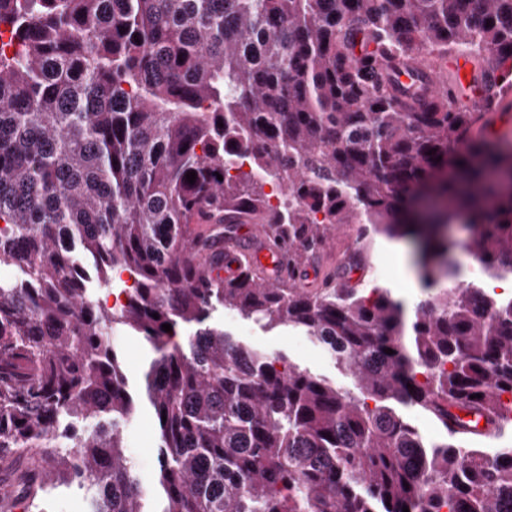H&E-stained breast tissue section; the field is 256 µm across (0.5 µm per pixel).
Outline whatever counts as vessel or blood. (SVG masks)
I'll list each match as a JSON object with an SVG mask.
<instances>
[{"label":"vessel or blood","mask_w":512,"mask_h":512,"mask_svg":"<svg viewBox=\"0 0 512 512\" xmlns=\"http://www.w3.org/2000/svg\"><path fill=\"white\" fill-rule=\"evenodd\" d=\"M416 74L425 77V93L432 96L450 92L455 101L468 103L484 97L497 78L488 63L481 58L457 53L434 60L409 58L403 69L402 81ZM239 236L247 243L256 264L261 265L271 279L288 276V265L280 260L277 248L266 239L257 225L245 226Z\"/></svg>","instance_id":"1"}]
</instances>
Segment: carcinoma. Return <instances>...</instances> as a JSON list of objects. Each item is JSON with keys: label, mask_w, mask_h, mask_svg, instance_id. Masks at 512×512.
Listing matches in <instances>:
<instances>
[{"label": "carcinoma", "mask_w": 512, "mask_h": 512, "mask_svg": "<svg viewBox=\"0 0 512 512\" xmlns=\"http://www.w3.org/2000/svg\"><path fill=\"white\" fill-rule=\"evenodd\" d=\"M456 51L512 87V0H0V502L41 512L46 482L81 472L88 512H512V450L475 447L512 419V298L448 264L464 219L485 270L512 274V139L444 93L414 107L399 79ZM431 196L448 208L421 224ZM247 223L293 269L341 224L409 237L429 293L411 313L363 294L361 251L266 282L233 243ZM124 273L112 306L93 298ZM219 307L315 337L359 393L206 324ZM117 331L159 353L152 489L126 458ZM398 408L427 443L441 444L447 441L445 431L419 407L398 406Z\"/></svg>", "instance_id": "obj_1"}]
</instances>
